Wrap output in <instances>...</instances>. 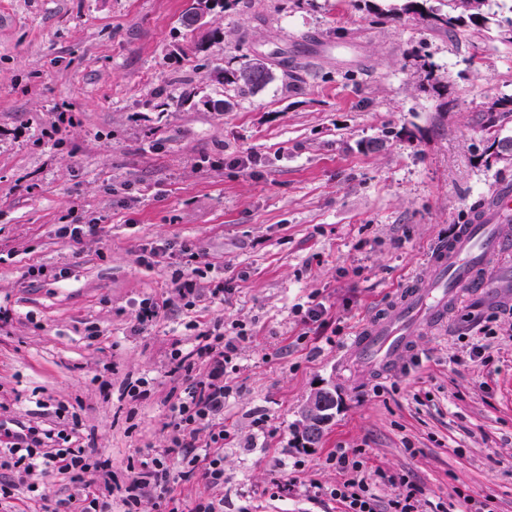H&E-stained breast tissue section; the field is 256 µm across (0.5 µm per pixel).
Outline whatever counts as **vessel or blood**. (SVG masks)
Instances as JSON below:
<instances>
[{
  "mask_svg": "<svg viewBox=\"0 0 512 512\" xmlns=\"http://www.w3.org/2000/svg\"><path fill=\"white\" fill-rule=\"evenodd\" d=\"M512 252V182L499 183L495 193L476 209L470 223L435 249L433 273L402 289L388 309L371 319L347 348L345 356L366 373L384 376L397 368L419 330L442 329L468 291H486L491 262Z\"/></svg>",
  "mask_w": 512,
  "mask_h": 512,
  "instance_id": "b4317fda",
  "label": "vessel or blood"
}]
</instances>
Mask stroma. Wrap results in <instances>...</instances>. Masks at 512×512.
<instances>
[{
	"mask_svg": "<svg viewBox=\"0 0 512 512\" xmlns=\"http://www.w3.org/2000/svg\"><path fill=\"white\" fill-rule=\"evenodd\" d=\"M227 0L206 28L184 26L196 0H0V418L49 426L74 407L91 460L117 480L168 444L173 340L196 324L245 332L226 366L224 483L177 481L180 512L201 499L223 512H336L341 476L328 456L361 449L368 471L406 476L425 512L488 504L512 512V308L465 296L439 331L414 338L398 371L365 377L345 360L362 326L406 284L432 274L429 255L470 221L512 156V0H483L480 23L446 31L432 16L454 0ZM288 58L253 93L215 70ZM223 99L224 111L207 100ZM66 132L48 137L54 113ZM256 165H234L239 155ZM94 222L75 244L60 224ZM193 242L201 294L185 307L172 266L143 247ZM65 270V280L30 276ZM223 282L224 301L209 290ZM165 302L134 332L137 303ZM321 320L304 323L309 300ZM97 326L96 340L85 335ZM485 346L484 359L472 357ZM146 378L152 392L126 396ZM336 394L318 443L298 413L316 386ZM266 419L269 436L253 423ZM298 484L276 497L280 473ZM19 489L0 512H42L63 498L52 478Z\"/></svg>",
	"mask_w": 512,
	"mask_h": 512,
	"instance_id": "obj_1",
	"label": "stroma"
}]
</instances>
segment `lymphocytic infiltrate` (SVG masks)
Listing matches in <instances>:
<instances>
[{"mask_svg":"<svg viewBox=\"0 0 512 512\" xmlns=\"http://www.w3.org/2000/svg\"><path fill=\"white\" fill-rule=\"evenodd\" d=\"M236 349L235 339L225 337L221 323L205 326L192 351H183L180 341H172L167 354L171 374L190 376L196 363H204L208 375L192 380L170 405V446L182 449L187 468L173 474L165 462L167 450L157 448L132 466L124 488H115L107 464L90 462L88 452L71 427L65 407L55 411L57 422L49 428L27 427L25 432L12 433L9 448L0 453V468L15 472L19 483L36 475L53 474L66 481L70 494L56 501L52 512H112L113 499H120L124 512H138L144 499L165 503L175 479L187 480L202 472L212 486L224 483V459L218 450L228 434L219 418L224 413V366ZM210 429L211 452L195 454V440L200 426ZM342 474V481L329 495L341 512H420L417 488L406 478H396L400 491L387 505H379L375 484L367 476L360 451L339 448L329 456Z\"/></svg>","mask_w":512,"mask_h":512,"instance_id":"f902f5d3","label":"lymphocytic infiltrate"}]
</instances>
